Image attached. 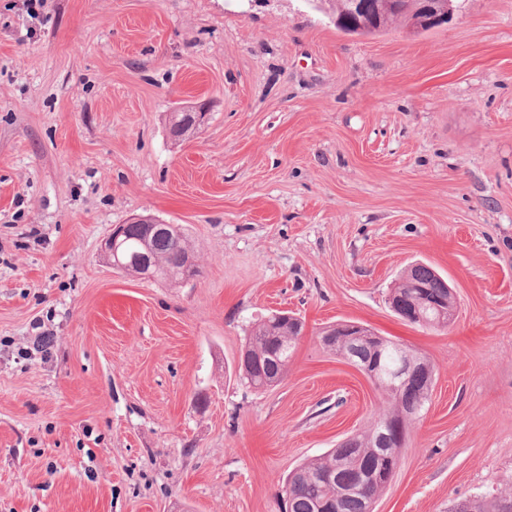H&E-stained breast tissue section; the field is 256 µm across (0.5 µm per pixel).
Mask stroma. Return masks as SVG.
Masks as SVG:
<instances>
[{
	"mask_svg": "<svg viewBox=\"0 0 512 512\" xmlns=\"http://www.w3.org/2000/svg\"><path fill=\"white\" fill-rule=\"evenodd\" d=\"M27 3L0 0V512H282L385 403L323 347L341 320L433 366L376 512L512 485V0L373 36L307 0ZM141 215L186 228L198 276L112 268ZM414 262L450 326L392 311ZM274 310L305 333L255 391L228 370Z\"/></svg>",
	"mask_w": 512,
	"mask_h": 512,
	"instance_id": "35a3bbf8",
	"label": "stroma"
}]
</instances>
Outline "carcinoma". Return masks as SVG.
Instances as JSON below:
<instances>
[{
  "instance_id": "obj_1",
  "label": "carcinoma",
  "mask_w": 512,
  "mask_h": 512,
  "mask_svg": "<svg viewBox=\"0 0 512 512\" xmlns=\"http://www.w3.org/2000/svg\"><path fill=\"white\" fill-rule=\"evenodd\" d=\"M319 11L338 20L336 27L358 35H375L398 26H415L431 30L425 16L418 10L420 0H395L397 8L381 15L374 22L362 24L348 16L350 0H316ZM194 106H183L171 113L169 122L183 124L181 139L196 133ZM123 263L134 264L143 257L153 264L158 279L170 283L182 281V271L194 257L185 228L169 224L165 231L146 236L132 228L119 248ZM448 280L424 263L409 266L397 285L391 289L389 300L393 312L401 319L415 315L410 323L441 325L448 323ZM302 330V319L294 313L274 311L265 316L250 331L247 343L234 365L237 381L255 390H265L281 382L288 372L295 341ZM331 341L324 347L343 357L353 358L387 377L399 365L406 345L380 336L370 327L360 328L361 335L353 336L337 325L329 328ZM416 369L408 382L397 389L381 386L387 405L376 412L370 428L354 433L337 448L321 457L299 465L285 483L282 497L288 512H366L368 500L376 498L390 482L383 476L388 469V449L401 451L406 438L393 445L382 435L388 421L404 419L410 409L423 412L428 404L433 384V369L424 355L414 352ZM345 467L344 483L326 480L334 468ZM454 512H512V488L501 490L491 497H475L457 505Z\"/></svg>"
}]
</instances>
